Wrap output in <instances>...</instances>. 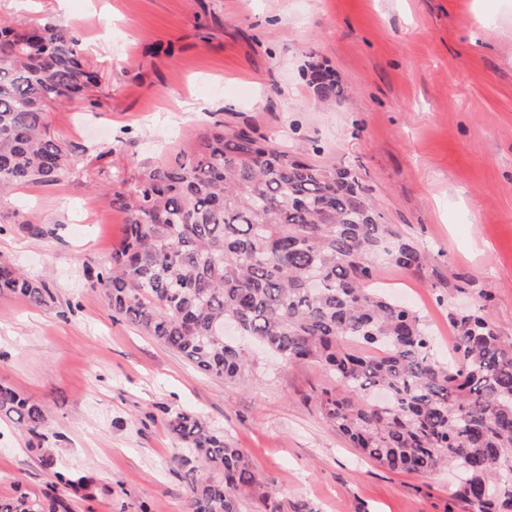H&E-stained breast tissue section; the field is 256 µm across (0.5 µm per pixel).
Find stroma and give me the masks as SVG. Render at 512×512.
Masks as SVG:
<instances>
[{
    "mask_svg": "<svg viewBox=\"0 0 512 512\" xmlns=\"http://www.w3.org/2000/svg\"><path fill=\"white\" fill-rule=\"evenodd\" d=\"M0 18L77 34L98 107L48 114L76 152L59 184L0 194V263L46 283L35 307L0 293V385L41 405V449L0 419V498L55 485L69 512H189L168 429L181 411L244 448L283 502L315 512H463L450 472L394 473L360 456L314 400L334 379L258 355L225 381L114 319L87 268L109 264L124 210L114 173L171 161L216 121L312 161L353 166L386 223L428 254L421 277L380 266L379 286L427 319L448 357L449 315L490 294L512 341V0H0ZM348 91L323 106L312 65ZM470 279L459 290L449 274ZM93 476L91 497L55 474Z\"/></svg>",
    "mask_w": 512,
    "mask_h": 512,
    "instance_id": "stroma-1",
    "label": "stroma"
}]
</instances>
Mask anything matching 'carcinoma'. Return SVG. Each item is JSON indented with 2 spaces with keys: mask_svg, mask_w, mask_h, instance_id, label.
I'll use <instances>...</instances> for the list:
<instances>
[{
  "mask_svg": "<svg viewBox=\"0 0 512 512\" xmlns=\"http://www.w3.org/2000/svg\"><path fill=\"white\" fill-rule=\"evenodd\" d=\"M319 100L344 97L335 75L315 70ZM98 75L76 34L50 22L0 20V194L55 185L72 167L49 130L55 104L91 99ZM216 123L174 160L133 183L115 173L112 203L128 214L107 267L90 268L113 316L186 358L204 375L239 380L250 370L224 327L288 363L315 361L336 387L316 396L325 422L392 471L457 473L464 512H512V342L484 317L483 301L451 315L453 358L436 356L425 317L383 288L379 261L418 274L427 255L383 222L358 173L325 167ZM37 307L55 302L45 283L0 265V293ZM0 416L42 438L45 410L0 386ZM188 445L177 460L190 512H241L259 484L250 455L194 413L168 421ZM58 483L88 493L86 475ZM0 512H68L51 485L0 498Z\"/></svg>",
  "mask_w": 512,
  "mask_h": 512,
  "instance_id": "obj_1",
  "label": "carcinoma"
}]
</instances>
